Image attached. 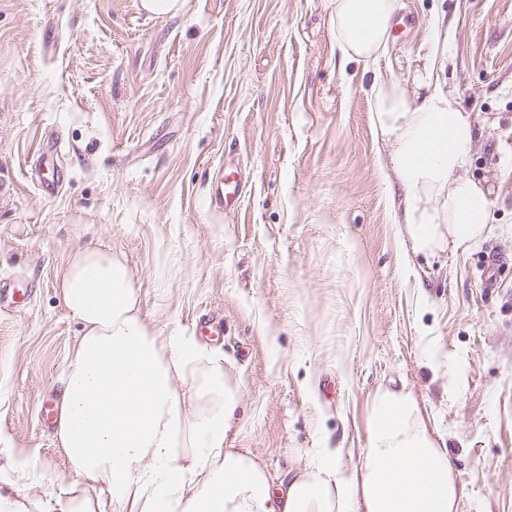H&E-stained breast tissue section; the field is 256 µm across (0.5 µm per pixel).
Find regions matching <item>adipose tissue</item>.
Masks as SVG:
<instances>
[{"instance_id":"ef3b65f1","label":"adipose tissue","mask_w":512,"mask_h":512,"mask_svg":"<svg viewBox=\"0 0 512 512\" xmlns=\"http://www.w3.org/2000/svg\"><path fill=\"white\" fill-rule=\"evenodd\" d=\"M330 6L342 64L371 75L412 252H467L492 231L491 190L464 174L481 135L471 113L441 84L385 64L397 0ZM58 288L80 331L54 439L86 489L48 496L39 512H456L450 455L411 393L373 395L359 467L319 448L275 485L251 452L226 445L239 394L219 359L195 337L147 327L121 257L76 249Z\"/></svg>"}]
</instances>
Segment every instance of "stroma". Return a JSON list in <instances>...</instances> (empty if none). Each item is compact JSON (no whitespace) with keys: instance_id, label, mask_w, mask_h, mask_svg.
Wrapping results in <instances>:
<instances>
[{"instance_id":"obj_1","label":"stroma","mask_w":512,"mask_h":512,"mask_svg":"<svg viewBox=\"0 0 512 512\" xmlns=\"http://www.w3.org/2000/svg\"><path fill=\"white\" fill-rule=\"evenodd\" d=\"M0 0V494L70 491L54 440L79 324L57 277L78 248L125 257L145 321L223 354L229 436L278 476L367 445L369 399L403 388L443 440L458 512H512V0H400L391 57L438 71L483 128L466 174L495 234L404 252L368 78L341 66L329 0ZM245 179L211 203L218 167ZM501 257L497 285L483 268Z\"/></svg>"}]
</instances>
